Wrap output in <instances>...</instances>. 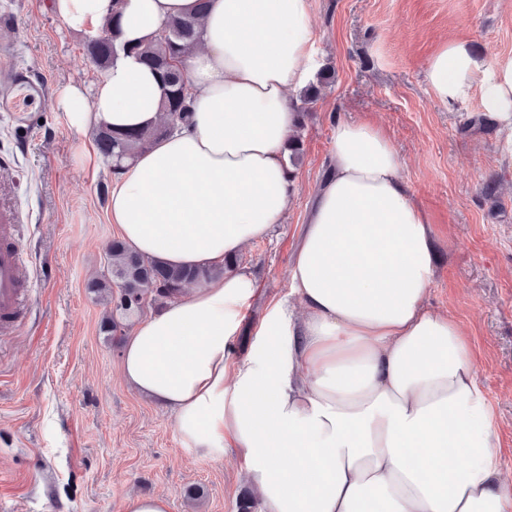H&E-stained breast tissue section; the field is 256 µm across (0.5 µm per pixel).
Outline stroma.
<instances>
[{"instance_id":"35a3bbf8","label":"stroma","mask_w":512,"mask_h":512,"mask_svg":"<svg viewBox=\"0 0 512 512\" xmlns=\"http://www.w3.org/2000/svg\"><path fill=\"white\" fill-rule=\"evenodd\" d=\"M322 85L302 132L304 159L283 223L240 254L258 291L237 350L266 307L288 295V267L320 187L336 119L372 120L392 138L401 175L435 233L429 308L470 342L491 406L503 471L512 473V132L484 114L481 87L457 102L430 89V57L465 39L488 69L512 61V0H311ZM50 0H0V210L20 226L32 302L0 341V503L9 512H124L162 495L172 512H238L251 495L234 453L212 459L182 441L172 414L121 372L124 339L99 331L107 310L88 286L108 274L115 175L89 168L58 107L69 85L101 73ZM497 183L496 199L482 193Z\"/></svg>"}]
</instances>
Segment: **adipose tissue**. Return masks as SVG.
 Returning <instances> with one entry per match:
<instances>
[{"instance_id": "obj_1", "label": "adipose tissue", "mask_w": 512, "mask_h": 512, "mask_svg": "<svg viewBox=\"0 0 512 512\" xmlns=\"http://www.w3.org/2000/svg\"><path fill=\"white\" fill-rule=\"evenodd\" d=\"M71 30L112 13L121 41L146 44L174 17H199L185 80L189 118L126 160L108 211L119 237L159 262L192 268L265 238L295 181L286 146L292 91L318 66L311 0H51ZM485 67L450 40L426 78L451 103ZM163 86L119 54L92 91L60 97L78 132L159 124ZM486 111L512 131V61L482 84ZM392 139L336 121L324 181L289 269L292 301L268 305L251 351L236 338L258 284L240 269L208 280L143 321L121 357L126 382L169 410L202 456L234 450L263 512H512L495 426L471 347L451 316L427 308L433 229L401 177ZM461 455H450L455 444Z\"/></svg>"}]
</instances>
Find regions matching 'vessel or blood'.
Returning <instances> with one entry per match:
<instances>
[{"instance_id": "1", "label": "vessel or blood", "mask_w": 512, "mask_h": 512, "mask_svg": "<svg viewBox=\"0 0 512 512\" xmlns=\"http://www.w3.org/2000/svg\"><path fill=\"white\" fill-rule=\"evenodd\" d=\"M24 250L12 219L0 213V336L17 335L25 321L29 290Z\"/></svg>"}]
</instances>
